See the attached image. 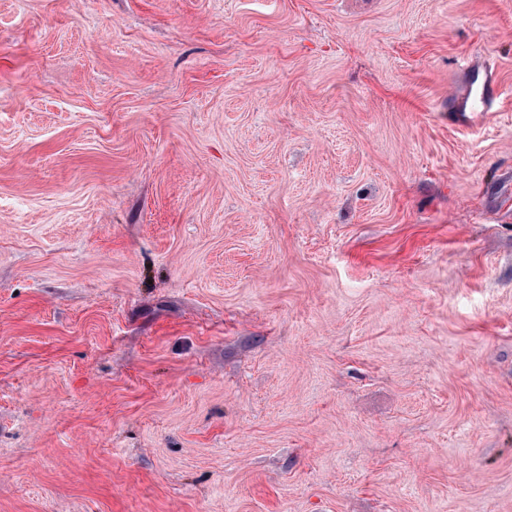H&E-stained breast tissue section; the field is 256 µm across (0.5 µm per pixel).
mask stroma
I'll list each match as a JSON object with an SVG mask.
<instances>
[{
  "mask_svg": "<svg viewBox=\"0 0 512 512\" xmlns=\"http://www.w3.org/2000/svg\"><path fill=\"white\" fill-rule=\"evenodd\" d=\"M0 512H512V0H0ZM492 84V79L487 75L485 76L482 84V90L480 94V103L481 108L476 109L472 106V87L466 89L463 93L458 94L456 98V107L457 111L460 112H490L493 109V105L495 102V97L490 90V86Z\"/></svg>",
  "mask_w": 512,
  "mask_h": 512,
  "instance_id": "obj_1",
  "label": "stroma"
}]
</instances>
